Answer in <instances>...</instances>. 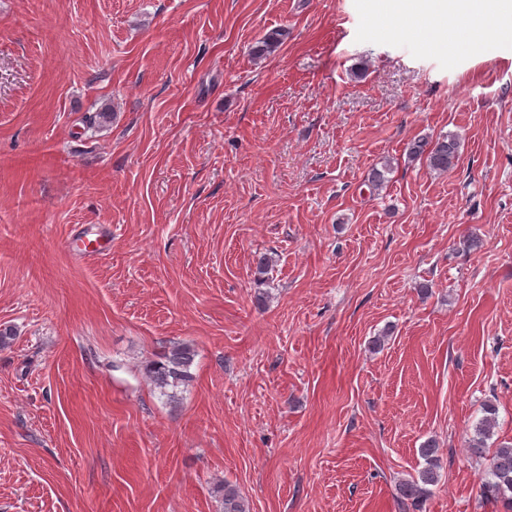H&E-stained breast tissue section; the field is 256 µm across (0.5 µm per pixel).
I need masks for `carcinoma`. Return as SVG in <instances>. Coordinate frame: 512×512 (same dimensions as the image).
Instances as JSON below:
<instances>
[{
  "label": "carcinoma",
  "mask_w": 512,
  "mask_h": 512,
  "mask_svg": "<svg viewBox=\"0 0 512 512\" xmlns=\"http://www.w3.org/2000/svg\"><path fill=\"white\" fill-rule=\"evenodd\" d=\"M288 36V32L278 29L265 34L252 47L256 57H263L278 48ZM408 155L423 156L429 168L444 174L457 166L460 158V141L453 135H446L435 141L422 138L408 144ZM196 357L192 345L175 342L166 347L156 358L147 361L143 367L145 377L161 395L171 404L179 402L178 391L192 381V365ZM496 407L489 403L484 407V416L475 426L470 441L472 454L481 458L485 455V441L496 424ZM419 453L424 466L418 471V477L406 480L399 485L401 502H410L416 506L427 499L432 487L440 479V459L434 441L425 442ZM219 494V512H250L248 504L240 495L238 488L228 481L216 487ZM481 493L484 499L502 503L505 512H512V445L502 444L488 459L487 469L481 480Z\"/></svg>",
  "instance_id": "carcinoma-1"
}]
</instances>
